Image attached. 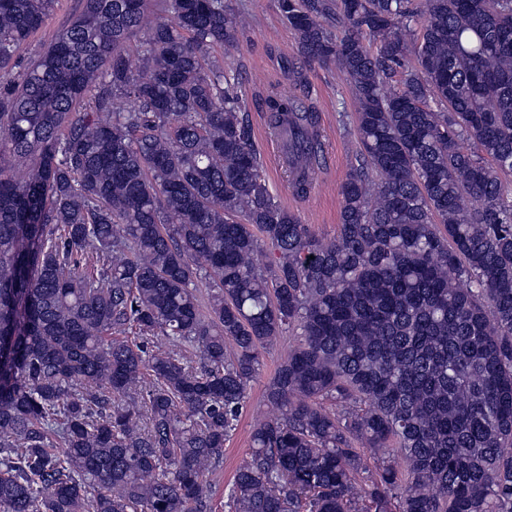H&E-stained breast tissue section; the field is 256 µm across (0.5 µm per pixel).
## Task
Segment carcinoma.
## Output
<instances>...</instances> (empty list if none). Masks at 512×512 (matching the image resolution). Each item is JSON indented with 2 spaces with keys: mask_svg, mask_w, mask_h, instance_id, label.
Wrapping results in <instances>:
<instances>
[{
  "mask_svg": "<svg viewBox=\"0 0 512 512\" xmlns=\"http://www.w3.org/2000/svg\"><path fill=\"white\" fill-rule=\"evenodd\" d=\"M279 6L356 103L330 240L269 192L224 0H80L0 83V512H213L289 331L231 512H512V0ZM53 8L0 0L1 72ZM266 111L303 196L317 115ZM280 342L268 347L263 356V364L251 382L248 399L237 429L224 446V460L207 478L212 490L213 512H228V493L235 473L249 458L251 436L259 421L269 415L270 409L265 399V389L273 377L282 358L288 353L289 338L292 332L284 334Z\"/></svg>",
  "mask_w": 512,
  "mask_h": 512,
  "instance_id": "cac0c4a2",
  "label": "carcinoma"
}]
</instances>
